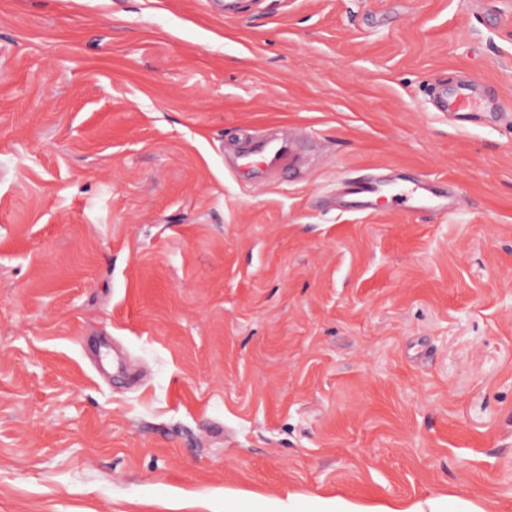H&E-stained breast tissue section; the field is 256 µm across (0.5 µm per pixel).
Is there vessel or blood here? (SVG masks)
<instances>
[{
  "label": "vessel or blood",
  "instance_id": "vessel-or-blood-1",
  "mask_svg": "<svg viewBox=\"0 0 512 512\" xmlns=\"http://www.w3.org/2000/svg\"><path fill=\"white\" fill-rule=\"evenodd\" d=\"M436 109L440 112H472L477 108L470 85H458L453 91H439L435 94ZM291 155L287 138L275 137L256 141L248 150L242 151L237 160L239 172L247 174L263 168L269 171L279 169ZM391 198L395 209L444 213L448 210L446 194L420 183L399 184L371 177L349 179L338 200L346 210L367 213L374 211L384 198Z\"/></svg>",
  "mask_w": 512,
  "mask_h": 512
}]
</instances>
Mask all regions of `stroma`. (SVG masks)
<instances>
[{
  "label": "stroma",
  "instance_id": "obj_1",
  "mask_svg": "<svg viewBox=\"0 0 512 512\" xmlns=\"http://www.w3.org/2000/svg\"><path fill=\"white\" fill-rule=\"evenodd\" d=\"M239 6L0 0V512H512V0ZM436 109L438 112H474L477 100L468 84H460L452 92H435ZM291 155L287 137L257 140L248 150L242 151L237 160L238 171L249 174L257 168L267 171L279 169ZM392 197L393 206L400 211L448 212V195L418 182L399 184L371 177L350 178L344 185L338 203L347 211L374 212L378 203ZM439 499H427L412 503L398 502L391 505L370 506L353 503L342 498L323 501L318 512H443L438 509Z\"/></svg>",
  "mask_w": 512,
  "mask_h": 512
}]
</instances>
